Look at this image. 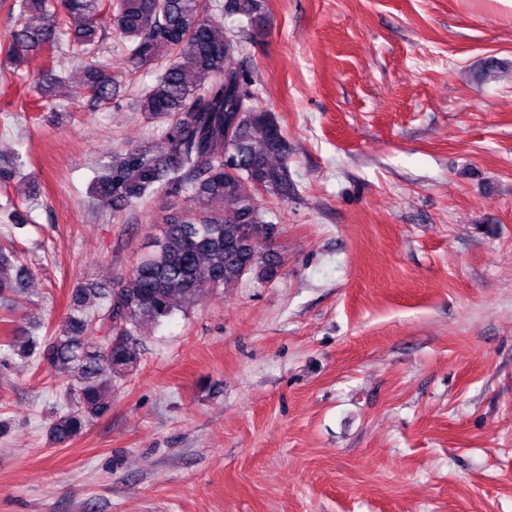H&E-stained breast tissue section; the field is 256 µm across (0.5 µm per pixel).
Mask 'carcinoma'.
<instances>
[{"label": "carcinoma", "instance_id": "cac0c4a2", "mask_svg": "<svg viewBox=\"0 0 512 512\" xmlns=\"http://www.w3.org/2000/svg\"><path fill=\"white\" fill-rule=\"evenodd\" d=\"M17 6L9 43L0 47L1 71L18 68L33 51L58 47L66 35L73 56L86 61L82 87L90 106L110 104L118 86L103 56L110 30L126 43L134 68H158L137 103L163 122L160 135L112 150L96 169L92 199L114 212L159 192L182 193L187 202L113 287L73 290L58 333L6 341L3 362L37 353L67 379L74 399L48 428L61 444L110 410L114 379L133 371L144 336L182 303L255 272L275 276L267 258L274 225L266 221L260 190L286 199L292 181L283 127L249 90L242 40L224 31L226 14L263 28L260 0H17ZM62 14L78 24L61 29ZM62 81L52 68L37 92L47 96ZM30 277L18 255L0 249V300L14 301Z\"/></svg>", "mask_w": 512, "mask_h": 512}]
</instances>
